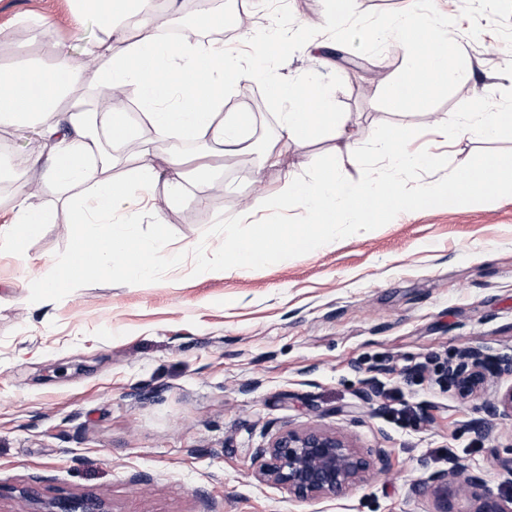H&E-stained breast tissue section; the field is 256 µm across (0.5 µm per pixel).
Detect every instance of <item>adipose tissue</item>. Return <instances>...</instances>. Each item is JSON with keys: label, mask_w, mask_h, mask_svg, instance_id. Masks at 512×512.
Returning a JSON list of instances; mask_svg holds the SVG:
<instances>
[{"label": "adipose tissue", "mask_w": 512, "mask_h": 512, "mask_svg": "<svg viewBox=\"0 0 512 512\" xmlns=\"http://www.w3.org/2000/svg\"><path fill=\"white\" fill-rule=\"evenodd\" d=\"M73 2L77 19L95 18L104 31L102 38L83 47L84 55L100 64L98 86L104 90L135 86L157 136L213 141L230 150L244 143L249 117L224 109V95L238 83L242 71L225 56L223 41L202 38L203 31L221 22L208 0H201L192 28L174 45L157 36L150 19V0ZM116 39L123 43L117 52L112 49ZM54 58L51 69L33 76L0 68V124H38L52 145L47 175L65 184L85 186V194L73 205L72 224L82 251L92 256L95 268L137 282L148 280L155 271L156 249L137 241L135 211L151 202L150 190L158 180L166 181L169 194L181 192L183 156L172 151L163 174L145 148L128 179H110L113 158L99 137L93 113L81 101L65 108L60 105L81 81L83 68L68 44H56ZM273 93L287 102L288 109L280 115L277 146L263 153L264 164L280 165L285 150L305 146L323 132L351 147L352 135L326 89L313 83H281ZM506 124L512 125L511 112H475L463 120H450L448 129L493 139ZM115 213L123 218L121 226L107 221ZM50 221L48 211L29 205L26 193L17 191L10 221L0 225V242L25 253L28 241Z\"/></svg>", "instance_id": "1"}]
</instances>
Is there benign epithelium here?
<instances>
[{"mask_svg":"<svg viewBox=\"0 0 512 512\" xmlns=\"http://www.w3.org/2000/svg\"><path fill=\"white\" fill-rule=\"evenodd\" d=\"M505 374L512 375V360L491 358L471 348L459 353L458 361L447 367L445 378L467 399L477 394L487 379ZM486 412L492 419L512 416V385L486 406ZM254 457L261 480L286 489L298 500L341 497L374 468L385 465L383 451L362 448L348 436L320 425L283 431L256 449ZM29 501L33 505L29 512H112L104 499L95 496L48 500L31 496Z\"/></svg>","mask_w":512,"mask_h":512,"instance_id":"7a95c632","label":"benign epithelium"}]
</instances>
